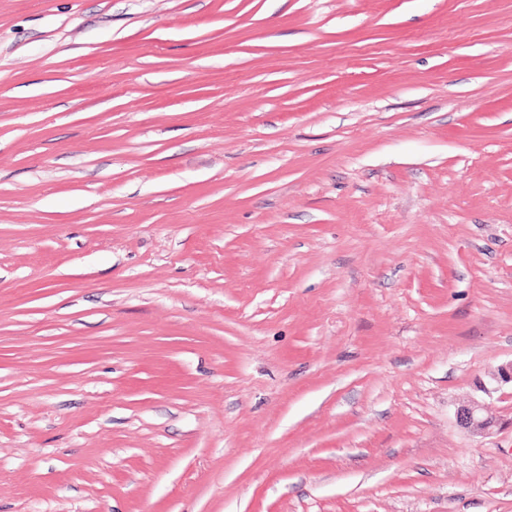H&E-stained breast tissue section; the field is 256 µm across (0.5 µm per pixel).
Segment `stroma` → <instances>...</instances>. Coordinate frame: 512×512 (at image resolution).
I'll return each instance as SVG.
<instances>
[{
	"label": "stroma",
	"mask_w": 512,
	"mask_h": 512,
	"mask_svg": "<svg viewBox=\"0 0 512 512\" xmlns=\"http://www.w3.org/2000/svg\"><path fill=\"white\" fill-rule=\"evenodd\" d=\"M510 361L512 0H0V512H512ZM459 425L476 435H488L493 423L481 414V407L477 402L461 406L457 410Z\"/></svg>",
	"instance_id": "35a3bbf8"
}]
</instances>
